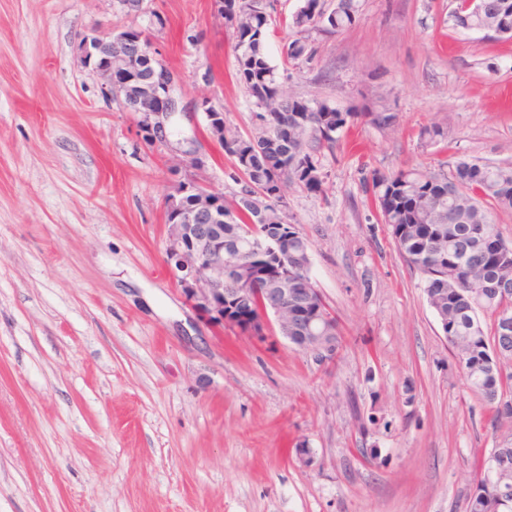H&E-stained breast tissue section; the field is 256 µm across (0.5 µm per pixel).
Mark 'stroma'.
<instances>
[{
    "label": "stroma",
    "mask_w": 512,
    "mask_h": 512,
    "mask_svg": "<svg viewBox=\"0 0 512 512\" xmlns=\"http://www.w3.org/2000/svg\"><path fill=\"white\" fill-rule=\"evenodd\" d=\"M302 4L276 0L264 38L285 93L397 116L348 123L321 191L286 194L341 334L325 364L210 324L166 264L179 182L237 198L200 101L259 130L214 0H0V512H466L512 419L465 385L363 180L512 165V40L449 27L453 0H358L354 26L308 31L314 57L288 64ZM130 28L176 77L157 147L78 50ZM435 123L446 137L420 139Z\"/></svg>",
    "instance_id": "1"
}]
</instances>
